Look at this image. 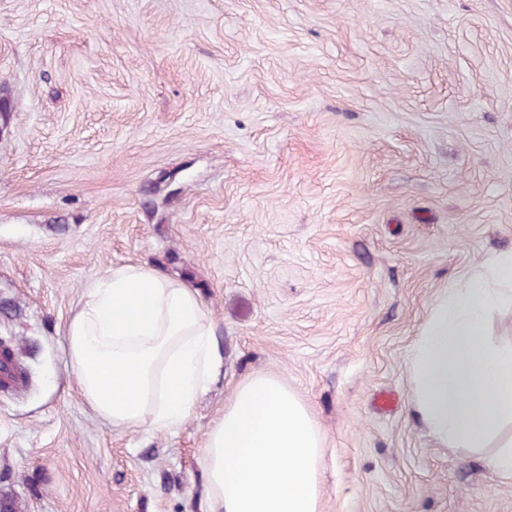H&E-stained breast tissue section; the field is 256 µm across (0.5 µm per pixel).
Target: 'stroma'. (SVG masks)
Returning a JSON list of instances; mask_svg holds the SVG:
<instances>
[{
    "instance_id": "obj_1",
    "label": "stroma",
    "mask_w": 512,
    "mask_h": 512,
    "mask_svg": "<svg viewBox=\"0 0 512 512\" xmlns=\"http://www.w3.org/2000/svg\"><path fill=\"white\" fill-rule=\"evenodd\" d=\"M512 250V0H0V500L201 512L207 433L279 377L323 443L322 512H512L438 444L408 360ZM185 277L224 376L177 428L82 401L64 333L113 266Z\"/></svg>"
}]
</instances>
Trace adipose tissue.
<instances>
[{"label": "adipose tissue", "instance_id": "ef3b65f1", "mask_svg": "<svg viewBox=\"0 0 512 512\" xmlns=\"http://www.w3.org/2000/svg\"><path fill=\"white\" fill-rule=\"evenodd\" d=\"M511 285L512 251L443 295L409 358L416 412L443 445L480 447L512 420V346L486 344L483 329ZM64 338L84 402L121 429L178 426L224 374L195 289L145 263L94 279ZM321 446L309 407L287 386L246 378L207 435V512H321Z\"/></svg>", "mask_w": 512, "mask_h": 512}]
</instances>
